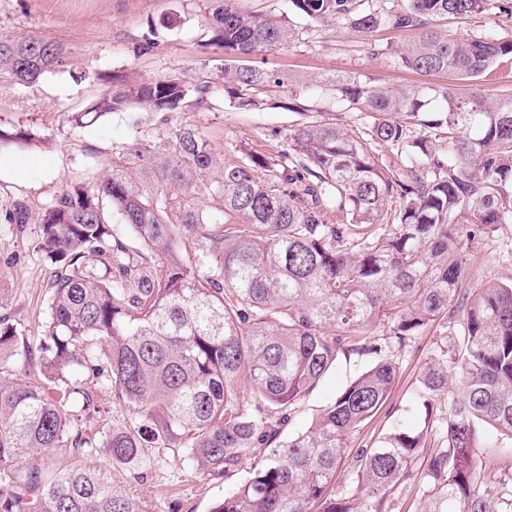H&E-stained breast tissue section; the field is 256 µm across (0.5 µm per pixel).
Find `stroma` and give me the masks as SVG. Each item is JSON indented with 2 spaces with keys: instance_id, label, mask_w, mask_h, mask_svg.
<instances>
[{
  "instance_id": "35a3bbf8",
  "label": "stroma",
  "mask_w": 512,
  "mask_h": 512,
  "mask_svg": "<svg viewBox=\"0 0 512 512\" xmlns=\"http://www.w3.org/2000/svg\"><path fill=\"white\" fill-rule=\"evenodd\" d=\"M151 22L156 25L155 45L146 51L141 37ZM1 31L57 39L66 46L70 61L30 86L0 83V126L34 134L36 141L26 157L57 162L56 171L50 173L33 166L15 180L0 179V204L18 198L49 202L66 189L108 174L113 153L121 152L135 136L147 134L156 142L164 141L168 125L155 112L130 108L75 125V116L107 93L116 76L128 83L156 82L185 72L209 81L210 106L174 113L172 120L197 129L227 160L246 152L279 159L302 122L324 120L336 111L324 95L313 97V110L306 116L288 112L284 88L260 91L262 105L256 110L230 104L220 71L223 54L205 44L202 0H0ZM265 59L269 67L306 82L345 73H359L394 88L449 80L445 74L426 76L387 66L369 58L355 38L325 28L304 30L300 43L267 52ZM35 230L32 223L0 220V315L7 316L20 335L13 355L1 358L0 366L40 384L44 378L38 345L49 316L48 282L55 266L37 249ZM491 277L512 278V224L499 225L493 237L478 245L467 283L472 286ZM446 340V329L432 326L401 350L382 341L384 354L399 365L398 379L386 405L353 438V447L369 444L396 423L420 428L426 415L440 418L447 413L456 389L436 397L429 412L416 397L426 363ZM370 362L367 356L340 358L335 370L298 406L290 430L310 422ZM67 412L100 445L112 434L145 423L113 396L105 377L89 374L82 375ZM480 434L475 453L481 490L493 501L501 478L512 477V440L498 439L486 426ZM83 462L106 471L113 484L137 502L140 512H210L225 491L247 475L243 468L219 479L198 473L160 440L146 443L128 464L112 461L102 452L84 457Z\"/></svg>"
}]
</instances>
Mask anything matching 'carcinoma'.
Wrapping results in <instances>:
<instances>
[{
  "label": "carcinoma",
  "instance_id": "cac0c4a2",
  "mask_svg": "<svg viewBox=\"0 0 512 512\" xmlns=\"http://www.w3.org/2000/svg\"><path fill=\"white\" fill-rule=\"evenodd\" d=\"M202 2L207 42L224 52V90L237 107L258 109L259 90L286 83V109L303 115L315 89L329 90L341 111L363 115L368 138L338 114L301 124L278 163L250 153L224 161L176 124L162 147L135 137L112 155V173L86 187L40 206L14 202L4 221L26 224L36 213L37 247L62 268L40 341L44 374L66 383L84 369L106 375L125 407L150 417L168 446L214 478L239 470L251 449H268L210 512H385L416 467L434 491L428 512H512V482L501 480L497 501L488 500L473 452L478 423L512 438V278L461 287L476 237L512 224V92L480 88L512 61V37L439 30L450 17L512 19V0H286L288 10L265 15L237 0ZM291 13L357 34L391 67L450 71L457 83L390 89L349 73L298 87L248 60L298 37ZM381 28L415 38L393 50L373 38ZM67 59L52 38L0 33L1 82L34 83ZM211 92L209 82L178 74L124 84L91 111L168 114L208 104ZM33 141L0 128V152ZM382 149L398 166L379 160ZM114 213L155 274L134 263ZM92 254L119 284L85 262ZM436 321L452 326L453 345L438 347L417 397L432 412L448 390V364L458 369L459 395L441 418L445 447L425 454L427 430L398 423L346 460L351 436L390 396L391 358L283 435L339 356L381 352L376 327L402 348ZM17 340L1 315L0 356ZM66 397L0 371V512H139L104 472L77 461L54 471L24 464L62 445L77 457L137 456L141 439L129 432L93 445L69 419ZM342 465L348 484L338 492Z\"/></svg>",
  "mask_w": 512,
  "mask_h": 512
}]
</instances>
